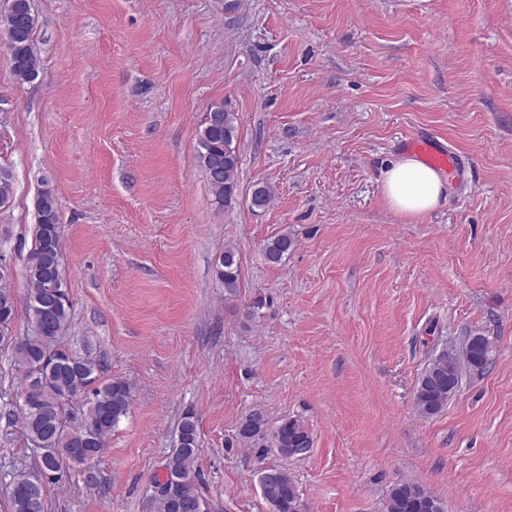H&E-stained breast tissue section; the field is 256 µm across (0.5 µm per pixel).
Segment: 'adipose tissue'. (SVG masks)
<instances>
[{
  "label": "adipose tissue",
  "mask_w": 512,
  "mask_h": 512,
  "mask_svg": "<svg viewBox=\"0 0 512 512\" xmlns=\"http://www.w3.org/2000/svg\"><path fill=\"white\" fill-rule=\"evenodd\" d=\"M383 194L396 212L418 218L436 210L448 185L434 169L411 157H401L383 174Z\"/></svg>",
  "instance_id": "1"
}]
</instances>
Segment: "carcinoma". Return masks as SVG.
<instances>
[{
    "instance_id": "obj_1",
    "label": "carcinoma",
    "mask_w": 512,
    "mask_h": 512,
    "mask_svg": "<svg viewBox=\"0 0 512 512\" xmlns=\"http://www.w3.org/2000/svg\"><path fill=\"white\" fill-rule=\"evenodd\" d=\"M37 19L30 0H11L0 14V32L10 51L16 79L30 82L37 78L39 58L34 45ZM220 116L217 122L202 120L196 138V159L206 175L220 205L230 201L238 187L239 152L236 145L235 114L224 109V102L209 106L205 115ZM13 194V173L0 166V207ZM36 223L33 244L26 265L25 305L38 335L13 344L14 364L23 383L37 377L27 402L22 404V426L28 440L48 449L42 455V468L36 475L21 473L14 477L16 488L7 500L8 512H44L47 485L60 481L67 470L95 459L105 439L128 413L133 388L121 378L99 384L96 365L89 359L76 358L55 347L59 337L72 325L68 279L63 267L62 225L59 222L57 196L53 188L42 189L35 202ZM295 245L294 238L281 234L264 247L265 260L278 264ZM217 279L228 295L238 292L240 258L233 247H226L215 267ZM493 343L478 336L466 351L465 363L474 370L487 368ZM87 399V408L79 417L69 409L79 396ZM416 407L424 416L439 413L448 402V354L435 357L421 374L415 395ZM272 439L285 457L289 449L300 448L311 433L300 419L283 420L275 429L268 426L266 415L252 411L238 425L239 442L255 446ZM200 432L198 420L186 412L179 424L176 448L163 466L165 476L154 482L155 512H207L199 491ZM45 478L40 485L34 478ZM259 484L270 512H301L298 486L290 474L280 468L261 470ZM440 500L412 482L394 485L389 493L386 512H438Z\"/></svg>"
}]
</instances>
